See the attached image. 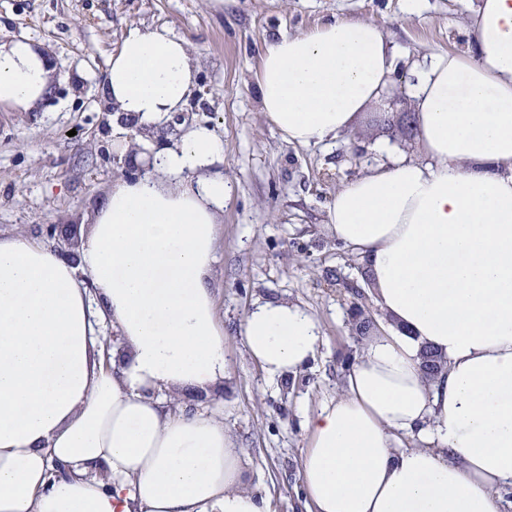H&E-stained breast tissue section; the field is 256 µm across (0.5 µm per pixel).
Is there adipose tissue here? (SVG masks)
<instances>
[{
    "mask_svg": "<svg viewBox=\"0 0 512 512\" xmlns=\"http://www.w3.org/2000/svg\"><path fill=\"white\" fill-rule=\"evenodd\" d=\"M468 52L425 54L410 93L419 158L340 187L337 241L367 264L386 332L340 396L305 420L313 512H501L512 489V0H478ZM396 73L377 26L335 19L284 34L259 59V106L293 146L350 130ZM56 69L33 41L0 42V108L29 112ZM196 62L165 27L128 29L107 61L114 119L155 128L193 94ZM224 144L204 126L117 178L75 257L0 237V512H268L240 483L217 411L224 327L215 310ZM125 354L108 361L96 329ZM241 335L270 378L307 365L317 319L255 303ZM442 360L434 378L422 355ZM422 440L402 449L400 435Z\"/></svg>",
    "mask_w": 512,
    "mask_h": 512,
    "instance_id": "ef3b65f1",
    "label": "adipose tissue"
}]
</instances>
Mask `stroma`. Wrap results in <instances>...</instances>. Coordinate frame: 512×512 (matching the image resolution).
<instances>
[{"mask_svg":"<svg viewBox=\"0 0 512 512\" xmlns=\"http://www.w3.org/2000/svg\"><path fill=\"white\" fill-rule=\"evenodd\" d=\"M477 0H0V39L26 37L52 58V97L31 112L0 110V236L26 234L56 249H79L91 216L114 179L140 174L120 140L149 155L189 129L210 128L224 144L218 163L229 192L218 226L215 304L224 324V429L240 451L242 483L269 512H309L301 479L308 445L303 423L343 389L363 342L352 329L353 295L330 283L341 271L361 291L383 330L364 260L329 232L327 206L337 189L389 155L418 154L409 112L406 65L382 102L360 112L352 129L322 146L285 144L260 112L253 78L265 46L332 19L361 20L385 31L404 55L470 47L468 17ZM167 27L188 42L196 88L177 117L151 133L116 127L101 83L128 28ZM301 304L318 320L323 342L294 376L272 380L250 358L239 333L255 302Z\"/></svg>","mask_w":512,"mask_h":512,"instance_id":"obj_1","label":"stroma"}]
</instances>
